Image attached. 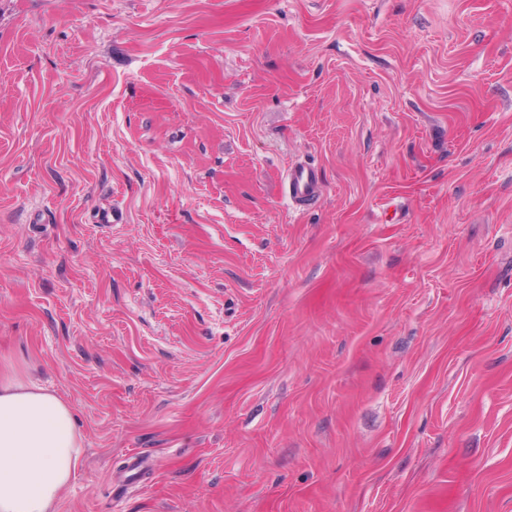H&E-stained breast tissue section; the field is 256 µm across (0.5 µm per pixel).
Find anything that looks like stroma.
<instances>
[{
    "label": "stroma",
    "instance_id": "1",
    "mask_svg": "<svg viewBox=\"0 0 512 512\" xmlns=\"http://www.w3.org/2000/svg\"><path fill=\"white\" fill-rule=\"evenodd\" d=\"M0 359L58 512H512V0H0ZM286 178L288 198L296 205L306 206L320 195L322 182L314 167L306 164L295 165L288 170ZM81 454L70 404L25 374L0 371V512H58Z\"/></svg>",
    "mask_w": 512,
    "mask_h": 512
}]
</instances>
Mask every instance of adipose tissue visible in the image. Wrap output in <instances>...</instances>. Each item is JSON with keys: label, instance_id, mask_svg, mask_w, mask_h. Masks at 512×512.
Returning a JSON list of instances; mask_svg holds the SVG:
<instances>
[{"label": "adipose tissue", "instance_id": "ef3b65f1", "mask_svg": "<svg viewBox=\"0 0 512 512\" xmlns=\"http://www.w3.org/2000/svg\"><path fill=\"white\" fill-rule=\"evenodd\" d=\"M81 454L70 404L27 375L0 371V512H57Z\"/></svg>", "mask_w": 512, "mask_h": 512}]
</instances>
